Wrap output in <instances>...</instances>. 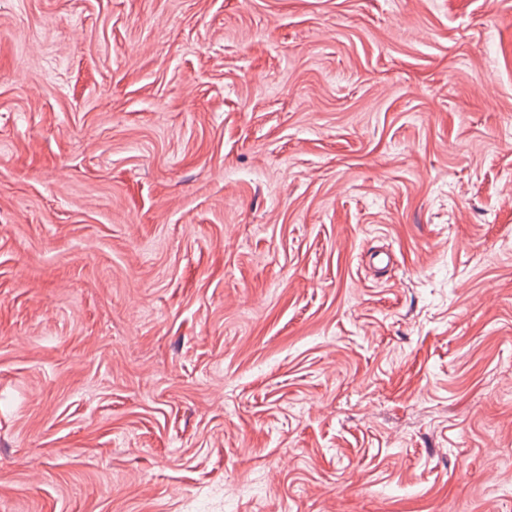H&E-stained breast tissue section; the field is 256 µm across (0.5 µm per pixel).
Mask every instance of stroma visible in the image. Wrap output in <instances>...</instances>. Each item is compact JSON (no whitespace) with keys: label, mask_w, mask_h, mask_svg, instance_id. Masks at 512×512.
Segmentation results:
<instances>
[{"label":"stroma","mask_w":512,"mask_h":512,"mask_svg":"<svg viewBox=\"0 0 512 512\" xmlns=\"http://www.w3.org/2000/svg\"><path fill=\"white\" fill-rule=\"evenodd\" d=\"M0 512H512V0H0Z\"/></svg>","instance_id":"stroma-1"}]
</instances>
